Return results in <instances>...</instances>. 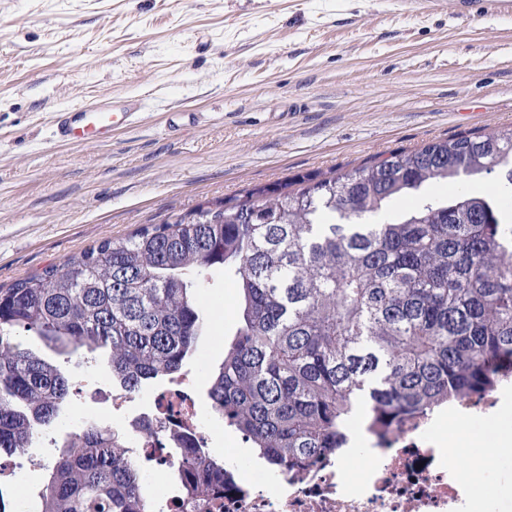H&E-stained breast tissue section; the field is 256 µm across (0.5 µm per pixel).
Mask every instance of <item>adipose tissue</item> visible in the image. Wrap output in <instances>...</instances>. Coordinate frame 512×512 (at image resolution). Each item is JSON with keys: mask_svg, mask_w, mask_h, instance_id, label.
<instances>
[{"mask_svg": "<svg viewBox=\"0 0 512 512\" xmlns=\"http://www.w3.org/2000/svg\"><path fill=\"white\" fill-rule=\"evenodd\" d=\"M448 444L459 448L461 458L478 456L488 464L512 452V428L502 419L479 428L452 421L448 424Z\"/></svg>", "mask_w": 512, "mask_h": 512, "instance_id": "ef3b65f1", "label": "adipose tissue"}]
</instances>
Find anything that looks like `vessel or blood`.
Segmentation results:
<instances>
[{"label":"vessel or blood","instance_id":"obj_1","mask_svg":"<svg viewBox=\"0 0 512 512\" xmlns=\"http://www.w3.org/2000/svg\"><path fill=\"white\" fill-rule=\"evenodd\" d=\"M142 102L134 96L104 98L95 106H65L53 114L54 136L64 143H77L93 137L111 139L112 131L135 123Z\"/></svg>","mask_w":512,"mask_h":512}]
</instances>
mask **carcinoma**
Segmentation results:
<instances>
[{
  "instance_id": "carcinoma-1",
  "label": "carcinoma",
  "mask_w": 512,
  "mask_h": 512,
  "mask_svg": "<svg viewBox=\"0 0 512 512\" xmlns=\"http://www.w3.org/2000/svg\"><path fill=\"white\" fill-rule=\"evenodd\" d=\"M488 177V191L461 188ZM511 206L512 129L460 135L173 214L0 288V456L71 403L69 378L20 332L100 356L137 394L196 354L209 322L196 287L221 267L240 313L209 411L281 474L340 456L356 417L384 428L510 384ZM70 439L36 512H154L118 431L89 422ZM173 456L189 512L224 496L210 449Z\"/></svg>"
}]
</instances>
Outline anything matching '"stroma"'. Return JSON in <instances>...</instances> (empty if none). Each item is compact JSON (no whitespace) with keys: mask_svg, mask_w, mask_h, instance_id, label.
<instances>
[{"mask_svg":"<svg viewBox=\"0 0 512 512\" xmlns=\"http://www.w3.org/2000/svg\"><path fill=\"white\" fill-rule=\"evenodd\" d=\"M121 96L144 102L132 127L54 139L58 107ZM174 112L198 120L173 133ZM510 127L512 17L472 19L458 0H0V286L257 185ZM199 295L210 320L195 356L118 411L100 364L22 336L69 377L73 400L37 462L0 460L7 512H23L84 421L125 427L176 382L206 403L238 293L216 272ZM208 446L241 460L244 478L264 466L224 425ZM470 465L484 469V512H512V456Z\"/></svg>","mask_w":512,"mask_h":512,"instance_id":"stroma-1","label":"stroma"}]
</instances>
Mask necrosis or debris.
Returning <instances> with one entry per match:
<instances>
[{
  "label": "necrosis or debris",
  "mask_w": 512,
  "mask_h": 512,
  "mask_svg": "<svg viewBox=\"0 0 512 512\" xmlns=\"http://www.w3.org/2000/svg\"><path fill=\"white\" fill-rule=\"evenodd\" d=\"M143 428H131L128 447L148 476L174 469L166 448L206 443L213 417L191 393L167 390L153 398ZM439 412L403 419L382 430L359 422L368 453L357 472L344 459L322 460L310 472L277 483L245 479L237 462H224V512H476L468 480L453 468L435 434Z\"/></svg>",
  "instance_id": "4bbe7bcc"
}]
</instances>
